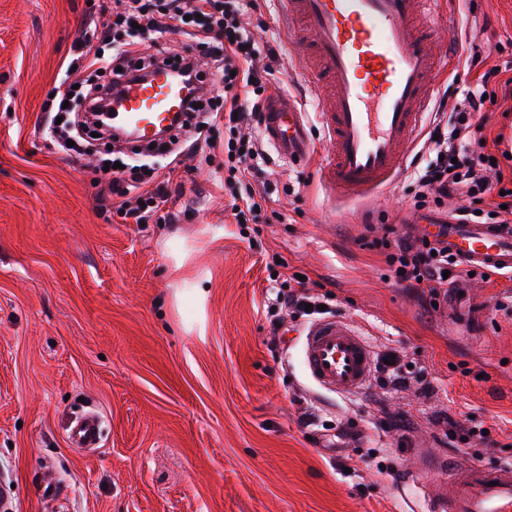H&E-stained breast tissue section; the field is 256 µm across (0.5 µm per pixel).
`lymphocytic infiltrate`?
<instances>
[{"label": "lymphocytic infiltrate", "mask_w": 512, "mask_h": 512, "mask_svg": "<svg viewBox=\"0 0 512 512\" xmlns=\"http://www.w3.org/2000/svg\"><path fill=\"white\" fill-rule=\"evenodd\" d=\"M253 5L254 0H102V20L77 40L70 64L74 70L129 74L159 62V55L149 52L147 44L169 32L201 40L224 85V106L214 108L212 99L197 93L181 128L199 136L211 123L220 121L232 131V138L224 145L228 156L224 185L233 200L250 212L262 199L253 191L243 190L242 185L246 171L254 169L261 155L248 130L260 121L266 103L263 92L273 75L269 60L275 55L273 48L257 42L240 21ZM498 74L495 68L484 72L475 85L464 89V107L454 122L434 125L428 146L430 159L413 171L418 206L464 196L471 204L460 215L472 221L476 218L474 203L502 190L501 182L486 175L491 163L485 151L486 117L481 112L486 89ZM81 105L92 116L100 115L96 88L78 89L61 81L42 108L44 136L57 138V118L66 116L68 108ZM153 179V174L137 164L112 170L100 194L101 209L116 211L137 224L149 223L156 216L170 222V215L160 212L166 196L164 186L152 192L141 190ZM377 244L385 249L387 263L398 281L427 287L432 298H439L456 281L450 273L454 262L438 243L406 234L383 236Z\"/></svg>", "instance_id": "obj_1"}]
</instances>
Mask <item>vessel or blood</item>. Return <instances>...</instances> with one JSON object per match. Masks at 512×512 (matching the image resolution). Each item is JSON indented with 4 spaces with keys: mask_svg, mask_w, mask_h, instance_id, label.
Wrapping results in <instances>:
<instances>
[{
    "mask_svg": "<svg viewBox=\"0 0 512 512\" xmlns=\"http://www.w3.org/2000/svg\"><path fill=\"white\" fill-rule=\"evenodd\" d=\"M299 67L312 84L331 151L320 179L337 201L370 196L399 175L448 65L430 18L444 0H276ZM170 64L130 75L115 86L112 121L141 141H153L183 112V87ZM264 137L290 162L312 152L306 113L288 97H275L261 126ZM410 233L437 238L466 267L512 272V225L462 222L422 215ZM308 377L341 396L361 391L372 375L371 351L342 318L314 322L302 348ZM102 417L85 411L66 424L72 447L98 448ZM450 491L425 487L429 512H512V464L470 466L450 476Z\"/></svg>",
    "mask_w": 512,
    "mask_h": 512,
    "instance_id": "vessel-or-blood-1",
    "label": "vessel or blood"
}]
</instances>
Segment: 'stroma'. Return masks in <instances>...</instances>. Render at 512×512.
I'll list each match as a JSON object with an SVG mask.
<instances>
[{
    "instance_id": "stroma-1",
    "label": "stroma",
    "mask_w": 512,
    "mask_h": 512,
    "mask_svg": "<svg viewBox=\"0 0 512 512\" xmlns=\"http://www.w3.org/2000/svg\"><path fill=\"white\" fill-rule=\"evenodd\" d=\"M96 5L0 0V478L15 512H427L411 472L428 451L455 467L512 463V273L460 281L432 300L398 283L386 228L417 216L412 163L369 202L338 208L318 182L328 155L315 91L272 0L243 22L275 52L268 94L311 113V159L266 142L249 177L260 212L236 221L224 192V143L168 171L169 224H127L99 210L100 156L73 161L38 134L42 105L74 57ZM438 34L451 59L435 104L452 113L465 85L496 67L512 77V0H457ZM487 152L512 177V100L485 102ZM328 296L373 357L393 353L415 381L370 382L337 396L301 360L307 319L271 344L273 282ZM103 415L101 445L68 447L82 405ZM487 430L448 437L447 419ZM54 469L62 493L44 497Z\"/></svg>"
}]
</instances>
